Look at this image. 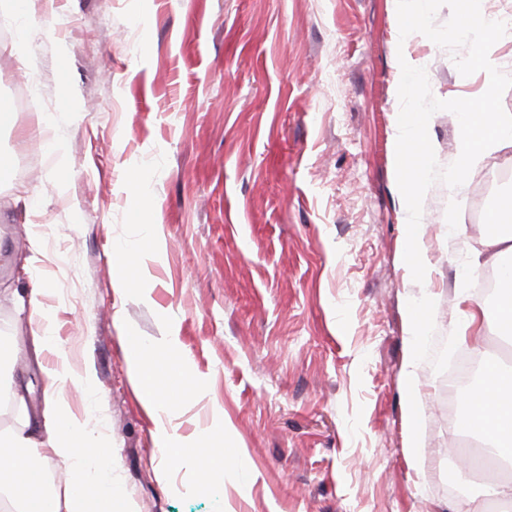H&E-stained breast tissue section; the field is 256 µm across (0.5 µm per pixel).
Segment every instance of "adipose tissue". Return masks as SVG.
I'll return each mask as SVG.
<instances>
[{
    "label": "adipose tissue",
    "instance_id": "1",
    "mask_svg": "<svg viewBox=\"0 0 512 512\" xmlns=\"http://www.w3.org/2000/svg\"><path fill=\"white\" fill-rule=\"evenodd\" d=\"M148 207L138 216L144 221L138 240L113 248L110 259L117 286L123 292L143 295L149 284L140 271L157 244L152 225L145 219ZM491 231L482 241L484 264L502 268L512 262V195L489 212ZM43 281H35L29 296H17L15 309L31 328L36 345L54 348V317L41 300ZM131 364L140 379L144 405L157 420L156 437L161 447L186 452L188 444L169 429L164 418L178 403L186 385L203 389V378L188 379L183 360L161 364L141 361L143 346L135 334H128ZM21 351L16 332H0V400L24 405L25 395L14 379ZM58 368L49 370L44 387L46 407L38 413L25 412L15 426L0 429V512H132L130 504L112 484L109 445L89 420L96 409L93 402L95 373L92 368L74 371L65 351H58ZM80 387L87 399L84 413L72 411L62 395L66 384ZM462 423L489 439L494 451L512 453V368L488 365L478 391L462 402ZM63 464L69 474L66 490L51 481V463Z\"/></svg>",
    "mask_w": 512,
    "mask_h": 512
}]
</instances>
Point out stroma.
Masks as SVG:
<instances>
[{
	"instance_id": "obj_1",
	"label": "stroma",
	"mask_w": 512,
	"mask_h": 512,
	"mask_svg": "<svg viewBox=\"0 0 512 512\" xmlns=\"http://www.w3.org/2000/svg\"><path fill=\"white\" fill-rule=\"evenodd\" d=\"M0 98L23 97L0 127V331L32 233L46 255L43 302L72 367L92 365L93 422L112 447V479L134 512H488V481L454 494L460 429L449 421L443 366L495 358L455 334L462 296L483 268L484 191L512 192V150L472 168L460 224L435 183L422 216L432 272L403 260L407 211L393 134L398 47L426 66L441 100L488 88L421 34L400 38L397 0H53L38 27L0 18ZM440 166L460 125L433 115ZM68 143L63 194L50 182L51 140ZM40 162L27 167L25 157ZM152 206L159 248L150 294L118 291L109 255L139 238ZM433 298L423 335L410 307ZM151 358L177 337L205 379L169 420L244 459L224 471L160 448L128 362L126 331ZM413 379H406L408 362ZM223 431L212 428L215 417Z\"/></svg>"
}]
</instances>
